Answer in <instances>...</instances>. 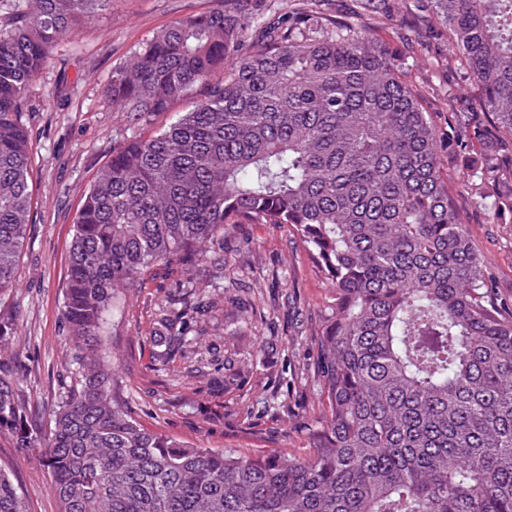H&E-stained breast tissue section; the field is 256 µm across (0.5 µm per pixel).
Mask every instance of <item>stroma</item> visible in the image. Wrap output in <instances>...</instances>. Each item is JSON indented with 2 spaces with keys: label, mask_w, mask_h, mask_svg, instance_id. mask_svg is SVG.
Masks as SVG:
<instances>
[{
  "label": "stroma",
  "mask_w": 512,
  "mask_h": 512,
  "mask_svg": "<svg viewBox=\"0 0 512 512\" xmlns=\"http://www.w3.org/2000/svg\"><path fill=\"white\" fill-rule=\"evenodd\" d=\"M213 0H110L91 13L54 49L30 84L20 122L32 145L30 179L35 194L15 285L0 294V316L15 327L0 348V372L16 383L33 427L47 433L51 409L77 381L63 318L68 252L81 196L121 140L146 135L176 121L182 101L140 125L130 124L104 98L114 69L156 34L186 16L207 11ZM377 44L397 51L409 77L425 91L424 106L437 123L448 103L466 91L448 62L446 28L432 0H382L368 29ZM469 232L500 296H512V224H499L477 199L463 197ZM224 258L243 283L227 293L228 279L213 277L195 288L184 266L149 268L110 311L105 338L115 380L129 414L145 428L203 448L239 455L306 456L303 422L318 415L311 381V329L334 304L332 285L316 270L289 227L239 224L225 235ZM212 309L192 319L198 344L161 359L160 318ZM235 366L225 369L226 350ZM237 388L225 392L228 372ZM271 401L261 415L249 405ZM0 467L9 470L28 512H60L51 479L36 448H18L0 434Z\"/></svg>",
  "instance_id": "35a3bbf8"
}]
</instances>
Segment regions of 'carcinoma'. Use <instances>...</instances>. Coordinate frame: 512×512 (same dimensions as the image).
I'll use <instances>...</instances> for the list:
<instances>
[{"instance_id":"cac0c4a2","label":"carcinoma","mask_w":512,"mask_h":512,"mask_svg":"<svg viewBox=\"0 0 512 512\" xmlns=\"http://www.w3.org/2000/svg\"><path fill=\"white\" fill-rule=\"evenodd\" d=\"M0 29V293L34 206L17 120L57 41L109 0H6ZM301 0L249 29L215 0L112 72L135 125L192 108L112 149L75 221L64 319L79 382L40 437L0 376V432L42 446L60 512H512V300L495 295L445 161L512 224V0H433L475 94L440 126L392 52ZM246 51H241L243 45ZM480 142L485 152L475 155ZM236 224H287L331 282L312 334L319 417L306 457L231 455L142 428L115 392L106 316L156 264L224 266ZM174 355L197 340L161 319ZM0 512H28L0 470Z\"/></svg>"}]
</instances>
